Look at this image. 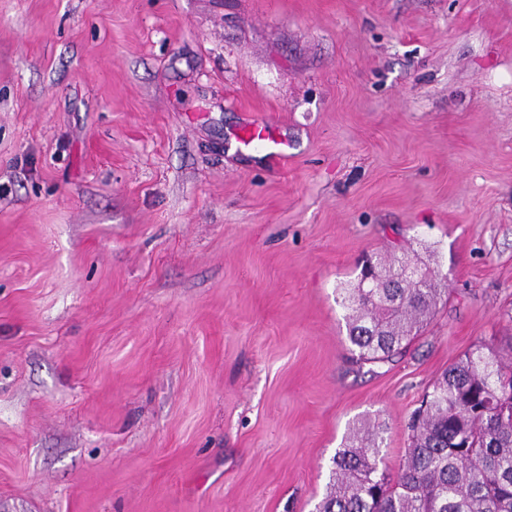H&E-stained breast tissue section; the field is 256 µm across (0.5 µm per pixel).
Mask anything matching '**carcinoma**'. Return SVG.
Returning a JSON list of instances; mask_svg holds the SVG:
<instances>
[{"label": "carcinoma", "mask_w": 512, "mask_h": 512, "mask_svg": "<svg viewBox=\"0 0 512 512\" xmlns=\"http://www.w3.org/2000/svg\"><path fill=\"white\" fill-rule=\"evenodd\" d=\"M372 284L337 289L347 340L359 363L384 364L417 338L448 292L422 262L384 253ZM413 267L420 279L407 281ZM512 341L480 343L448 367L409 421V444L396 478L379 467V427L352 430L333 459L319 512H512Z\"/></svg>", "instance_id": "1"}]
</instances>
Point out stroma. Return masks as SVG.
Returning a JSON list of instances; mask_svg holds the SVG:
<instances>
[{
	"mask_svg": "<svg viewBox=\"0 0 512 512\" xmlns=\"http://www.w3.org/2000/svg\"><path fill=\"white\" fill-rule=\"evenodd\" d=\"M399 248L448 295L357 365ZM510 335L512 0H0V512H316ZM246 139L241 138L247 145H253L264 150L273 161H279L288 156V144L274 137L265 124L252 123L244 128ZM373 262L378 275L372 284H364L362 270L357 283L341 285L337 292L353 359L384 364L426 329L448 288L425 263L402 261L388 252ZM406 267L418 270L420 279L405 281Z\"/></svg>",
	"mask_w": 512,
	"mask_h": 512,
	"instance_id": "stroma-1",
	"label": "stroma"
}]
</instances>
